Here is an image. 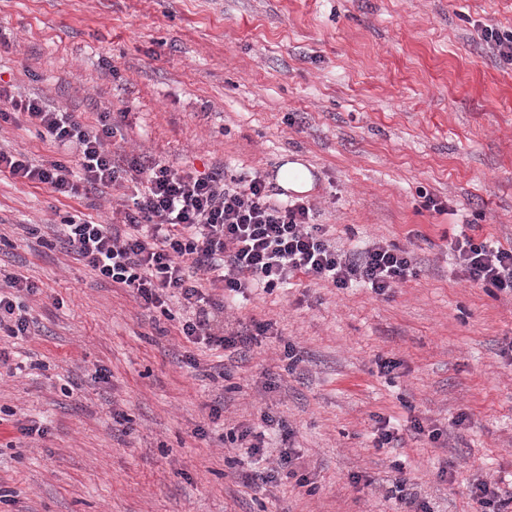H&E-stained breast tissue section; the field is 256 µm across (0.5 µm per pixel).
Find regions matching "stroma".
<instances>
[{
  "instance_id": "1",
  "label": "stroma",
  "mask_w": 512,
  "mask_h": 512,
  "mask_svg": "<svg viewBox=\"0 0 512 512\" xmlns=\"http://www.w3.org/2000/svg\"><path fill=\"white\" fill-rule=\"evenodd\" d=\"M491 28L512 30V0H0V85L88 124L127 111L121 155L271 185L300 161L339 249L394 243L417 269L385 295L302 274L247 294L225 320L267 335L211 350L181 335L180 303L146 308L59 245L66 216L110 222L121 188L64 198L0 174V269L39 288L30 335L0 339V512H407L404 493L475 512L470 481L511 484L512 297L447 249L512 244V61ZM0 150L57 155L21 120ZM238 426L293 448L292 475L247 486Z\"/></svg>"
}]
</instances>
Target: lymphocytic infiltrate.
<instances>
[{
    "label": "lymphocytic infiltrate",
    "mask_w": 512,
    "mask_h": 512,
    "mask_svg": "<svg viewBox=\"0 0 512 512\" xmlns=\"http://www.w3.org/2000/svg\"><path fill=\"white\" fill-rule=\"evenodd\" d=\"M15 114L68 157L35 165L23 153L0 150V173L66 198L132 183L131 206L111 223L70 216L59 243L100 279L131 289L161 314L169 312L170 293H178L191 311L181 325L190 343L243 350L257 342L267 325L244 333L222 319L225 302L252 288L269 293L303 274L337 288L360 285L384 295L416 273L412 252L393 244L338 249L323 225L314 223L309 201L274 199L261 175L231 178L220 168L198 175L141 155L115 156L112 145L123 127L111 111L86 124L66 108L0 88V119ZM449 250L466 281L512 296V247L459 233ZM210 287L222 289L221 300L207 295ZM36 292L35 284L0 274L1 334L27 335L30 322L17 299ZM227 438L249 460L250 487L264 488L275 469L293 464L289 449L267 446L253 428L230 429Z\"/></svg>",
    "instance_id": "lymphocytic-infiltrate-1"
}]
</instances>
